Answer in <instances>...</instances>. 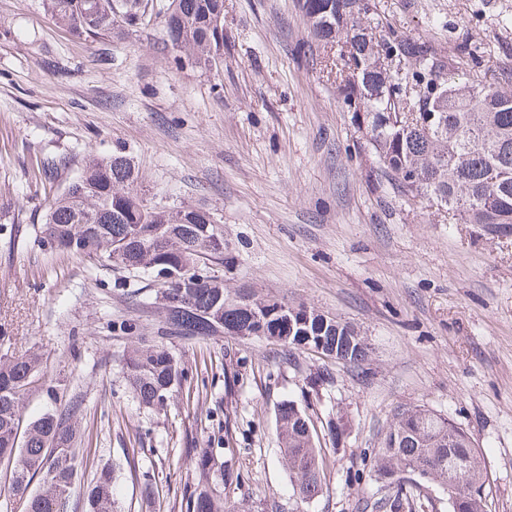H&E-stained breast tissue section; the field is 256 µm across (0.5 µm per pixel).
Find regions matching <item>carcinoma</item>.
Listing matches in <instances>:
<instances>
[{"label":"carcinoma","mask_w":512,"mask_h":512,"mask_svg":"<svg viewBox=\"0 0 512 512\" xmlns=\"http://www.w3.org/2000/svg\"><path fill=\"white\" fill-rule=\"evenodd\" d=\"M55 23L95 39L112 33L116 15L133 24L140 19L137 0H42ZM309 23L303 55L318 57L338 79L342 101L365 130L380 176L410 206L435 208L450 224H476L490 239L512 235V70L477 67L465 77L425 41L388 30L377 36L371 26V0H302ZM224 0H178L163 15V30L179 53L195 65H212L224 32L213 26ZM341 49L333 51L336 44ZM138 174L123 152L94 156L47 209L43 238L66 252L95 258L107 266L158 278L178 260L196 276L193 288L171 281L159 291L158 333L186 341L224 333L212 315L248 332L264 330L270 340L296 348L295 340L274 337L283 305L262 302L255 310L243 297L224 298V286L201 273L202 264L224 261L208 235L223 234L207 225V211L193 206L148 205L138 195ZM336 344L344 335L310 321L294 335ZM126 367L134 397L145 409L163 406L186 380L165 344L144 345L128 356ZM41 359L33 352L0 357V480L24 512H118L114 470L98 468L77 448L86 432L84 399L74 393L63 404L23 422L22 410L40 379ZM277 437L298 499L322 491L323 458L315 447L310 418L294 402L280 404ZM444 416L423 423L403 410L385 436L376 475L389 491L375 499L376 512H413L403 493L404 473L448 484V453L468 460L461 485L485 482L483 459L465 439L453 448L433 443L435 434L453 433ZM191 478L184 485L189 512H234L224 502L227 483L242 474L229 460L218 461L211 448L193 449Z\"/></svg>","instance_id":"1"}]
</instances>
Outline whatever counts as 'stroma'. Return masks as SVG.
I'll list each match as a JSON object with an SVG mask.
<instances>
[{
    "label": "stroma",
    "instance_id": "obj_1",
    "mask_svg": "<svg viewBox=\"0 0 512 512\" xmlns=\"http://www.w3.org/2000/svg\"><path fill=\"white\" fill-rule=\"evenodd\" d=\"M384 28L461 71L462 38L512 69V0H371ZM299 0H224L213 69L176 65L155 13L89 40L42 0H0V356L34 351L59 396L81 393L94 463L116 467L122 512H182L196 448H234L236 512H358L385 493L375 456L397 410L448 417L483 455L487 512H512V237L410 207L378 176L334 81L303 56ZM123 151L148 204L192 205L224 228L209 271L363 331L353 368L257 336L175 343L187 381L140 409L124 358L157 344V283L49 249L43 216L92 155ZM133 318L139 332H115ZM291 400L312 419L324 489L293 494L276 435ZM342 427H335V420ZM155 490L143 495L144 475Z\"/></svg>",
    "mask_w": 512,
    "mask_h": 512
}]
</instances>
